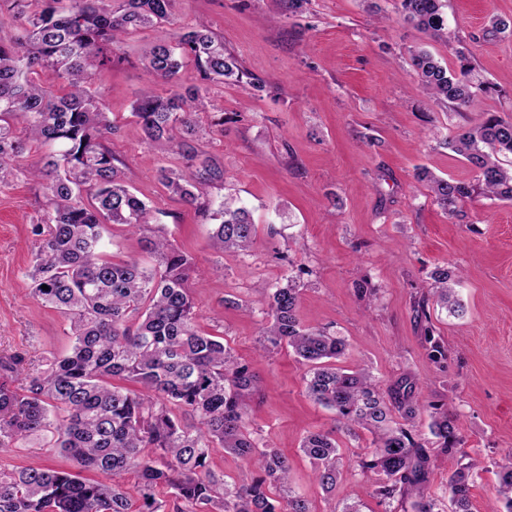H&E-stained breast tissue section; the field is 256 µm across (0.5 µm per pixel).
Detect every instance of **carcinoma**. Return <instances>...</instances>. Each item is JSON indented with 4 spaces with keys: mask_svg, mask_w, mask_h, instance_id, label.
Wrapping results in <instances>:
<instances>
[{
    "mask_svg": "<svg viewBox=\"0 0 512 512\" xmlns=\"http://www.w3.org/2000/svg\"><path fill=\"white\" fill-rule=\"evenodd\" d=\"M174 0H0V14L12 13V35L0 37V184L12 174L24 141L46 147L29 169L45 181L49 207L37 223L29 277L33 296L70 321L69 351L47 368L26 374L16 387L8 379L23 373L24 361L0 362V447L25 448L46 442L68 457L74 469L29 466L0 471V512H131L121 487L123 475L139 476L138 512H311L290 486L288 457L258 448L246 431V398L255 388L250 367L237 361L224 338L196 324L187 283L196 272L192 258L169 240L163 224H151L150 209L119 178L103 141L112 133L105 106L91 90L96 72L112 64L116 38L171 22ZM447 0H394L396 12L417 29L448 45L460 61V75L448 72L427 50L411 53L417 88L455 112L474 109L488 86L470 78V51L448 30ZM485 33L512 35V18L493 16ZM191 57L201 82L182 89L176 80L183 58ZM142 61L154 76L175 85L164 95L148 88L133 114L152 142L178 150L181 169L161 170L173 195L209 211L206 186L221 170L195 166L187 139L209 134L194 115L209 105V85L246 72L210 31L173 32L145 49ZM476 173V183L417 172L431 196L452 215L473 194L512 202V121L490 115L446 141ZM211 219V246L218 252H247L256 234L250 212L227 198ZM108 224L143 234L147 268L135 260L103 257ZM431 294L449 312L461 311L457 280L446 267L431 274ZM48 289H42V286ZM258 290L266 303L263 335L276 347L287 344L310 366L308 395L336 415L337 429L375 430L371 456L359 461L376 476V493L409 502L411 512H435L426 492L427 454L392 412L408 420L418 404L412 391L386 400L367 368L343 369L344 341L324 328L304 325L298 315L299 283ZM122 378L132 390L111 383ZM432 434L444 449L461 444L458 418L450 411L432 417ZM220 447L256 468L257 474L229 484L209 469L211 449ZM301 450L314 479L329 494L341 474L340 446L329 433L310 432ZM85 470L111 478L105 484ZM469 474L448 478L451 512H471ZM495 500L512 512V462L500 465Z\"/></svg>",
    "mask_w": 512,
    "mask_h": 512,
    "instance_id": "1",
    "label": "carcinoma"
}]
</instances>
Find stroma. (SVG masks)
I'll use <instances>...</instances> for the list:
<instances>
[{
	"instance_id": "1",
	"label": "stroma",
	"mask_w": 512,
	"mask_h": 512,
	"mask_svg": "<svg viewBox=\"0 0 512 512\" xmlns=\"http://www.w3.org/2000/svg\"><path fill=\"white\" fill-rule=\"evenodd\" d=\"M447 15L460 38L479 37L469 46L471 62L490 90L472 112L446 109L417 90L411 51L429 50L452 71L458 62L390 0H303L293 13L283 0H175V26L222 36L257 81L246 90L212 86L213 106L198 120L213 133L195 142L200 157L224 173L208 186V199L217 206L232 197L251 213L256 240L245 254L211 248V220L159 179L160 169L181 167V157L148 141L132 115L142 90H168L140 62L159 30L122 36L112 65L93 80L112 123L105 145L116 167L173 244L207 273L189 282L200 329L222 336L258 378L249 432L287 455L292 485L313 512L353 503L360 512L402 510L381 499L358 466L372 434L338 432L334 414L307 396L306 367L292 350L261 349L256 286L301 268L310 275L300 318L344 339L340 366L369 368L386 394L401 381L412 384L420 408L405 427L429 451L426 487L439 512L450 510L449 476L465 466L472 512H487L498 466L512 456V203L478 195L451 216L415 177L425 167L473 182V169L446 138L487 112L512 121V36L481 37L491 16L512 17V0H448ZM45 207L42 186L23 174L0 187V358L22 355L33 370L70 344L69 321L34 298L28 276ZM108 230V258L152 265L139 232L122 224ZM438 266L461 275L459 314L429 298L428 274ZM448 409L458 414L464 440L451 453L429 430L433 415ZM315 431L335 433L342 448L344 467L330 496L312 481L300 449ZM31 463L71 466L41 441L0 449V471Z\"/></svg>"
}]
</instances>
